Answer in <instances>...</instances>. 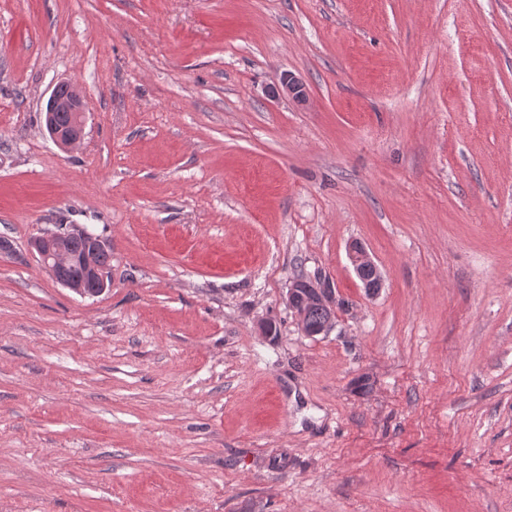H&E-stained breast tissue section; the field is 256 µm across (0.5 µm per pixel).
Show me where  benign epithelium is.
Here are the masks:
<instances>
[{
    "instance_id": "benign-epithelium-1",
    "label": "benign epithelium",
    "mask_w": 512,
    "mask_h": 512,
    "mask_svg": "<svg viewBox=\"0 0 512 512\" xmlns=\"http://www.w3.org/2000/svg\"><path fill=\"white\" fill-rule=\"evenodd\" d=\"M280 92L299 103L306 101V87L299 79L291 75L282 79ZM59 112L70 113L71 119L68 124L57 123L56 114ZM85 123L86 112L83 97L78 88L68 81L58 83L51 91L45 105V129L49 136L62 148L69 149L83 139ZM77 234L88 238L87 249L81 258V264L91 281L89 286L81 281H68L61 274L62 267L70 262L69 256L62 248V240L67 236ZM32 247L37 252L42 266L52 278L79 295L97 296L112 286L111 279L107 278L104 271L95 263L96 255L103 250L112 248L111 243L89 232L80 224L63 225L54 232L37 237L32 242ZM349 258L357 276L360 277L365 272L371 273L373 282L366 285V291L371 294L377 292L382 287L383 276L366 248L358 242L351 244ZM305 299L319 303L328 311L326 322L315 333L305 327L303 309V300ZM287 303L289 308L294 311L301 331L306 336L326 335L336 323V306L332 290L325 284L305 277L296 279L288 289Z\"/></svg>"
}]
</instances>
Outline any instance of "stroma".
<instances>
[{
    "mask_svg": "<svg viewBox=\"0 0 512 512\" xmlns=\"http://www.w3.org/2000/svg\"><path fill=\"white\" fill-rule=\"evenodd\" d=\"M0 236V512H512V0H0ZM65 86H68V91L60 93V88ZM44 112L45 129L62 148L69 149L83 139L86 112L83 97L74 84L68 81L58 83L47 99ZM67 112L70 113L71 119ZM82 235L88 238V245L86 238ZM67 236L70 237L62 245V240ZM62 246L75 257H79L86 250L80 262L89 276L91 287L81 282V280L86 281V276L83 267L77 262L69 266L65 272V276L73 281H68L62 276V267L70 262V258L64 252ZM32 247L37 252L42 266L52 278L77 294L97 296L105 292L107 288H111L112 249L110 248H112V245L108 240L89 232L81 224H64L54 232L35 238L32 242ZM100 251L102 252L98 258V264L106 271L110 279L107 278L104 271L95 263V257ZM349 258L360 280L364 282L362 279L363 273H371L373 282L368 285L364 282L366 291L370 294L377 292L378 289L382 286L383 276L380 268L375 263L366 248L358 242L352 243L349 247ZM307 298L309 301L319 303L328 311L326 322L322 325L325 314L318 305L308 306L307 323L312 332L306 329L304 322L303 300ZM287 303L297 319L301 331L306 336L327 335L336 323V306L333 300L332 290L325 284L312 281L311 279L301 277L292 282L287 294ZM319 330V331H318Z\"/></svg>",
    "mask_w": 512,
    "mask_h": 512,
    "instance_id": "35a3bbf8",
    "label": "stroma"
}]
</instances>
